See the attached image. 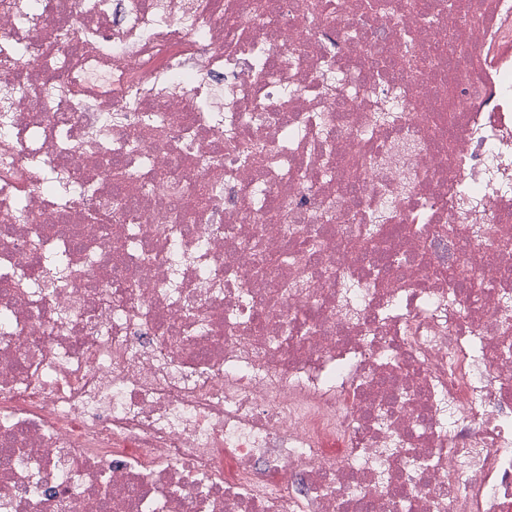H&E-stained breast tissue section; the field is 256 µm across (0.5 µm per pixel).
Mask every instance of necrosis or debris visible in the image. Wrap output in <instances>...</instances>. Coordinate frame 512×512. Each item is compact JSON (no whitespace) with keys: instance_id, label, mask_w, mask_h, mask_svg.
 Here are the masks:
<instances>
[{"instance_id":"obj_1","label":"necrosis or debris","mask_w":512,"mask_h":512,"mask_svg":"<svg viewBox=\"0 0 512 512\" xmlns=\"http://www.w3.org/2000/svg\"><path fill=\"white\" fill-rule=\"evenodd\" d=\"M306 4L0 0V512L512 505V194L479 180L512 156V0ZM34 159L94 196L59 210ZM47 281L61 283L70 274V262L65 251L46 249L42 254Z\"/></svg>"}]
</instances>
